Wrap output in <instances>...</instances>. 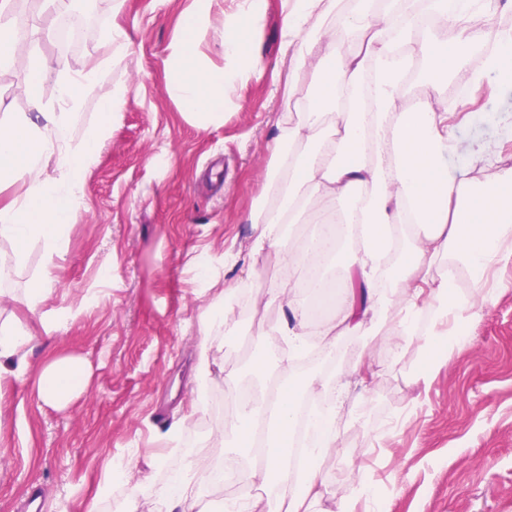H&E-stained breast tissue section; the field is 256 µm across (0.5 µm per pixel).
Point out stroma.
<instances>
[{
  "label": "stroma",
  "instance_id": "35a3bbf8",
  "mask_svg": "<svg viewBox=\"0 0 512 512\" xmlns=\"http://www.w3.org/2000/svg\"><path fill=\"white\" fill-rule=\"evenodd\" d=\"M112 2L88 0L69 46H39L74 69L90 58L108 67L75 116L74 138L97 123L113 82L128 83L131 94L85 177L81 216L59 253L46 258L33 242L19 260L0 246V286L20 293L50 276L37 314L0 308V324L35 337L22 380L0 385V512H25L35 488L44 512H87L91 504L97 512H164L161 490L174 460L165 433L173 420L185 418L181 445L195 449L215 396L273 375L282 389L301 394L321 372L314 364L292 375L265 359L254 328L281 321L280 303L248 307L233 333L218 340L204 336L199 321L225 287L239 285L242 301L277 275L273 257L248 258V216L261 200L277 124L310 89L307 76L288 67L284 0H267L251 40L254 67L225 103L219 126L191 121L166 88L168 47L193 0H127L117 14ZM115 22L130 37L131 65L110 63L105 33ZM28 71L29 53L21 50L0 73V120L29 111L22 92ZM483 88L481 108L455 122L448 169L481 146L512 158V83L490 78ZM228 251L240 257L235 267L224 265ZM204 264L217 271L215 281H201ZM485 281L462 290L476 303L462 346L428 335V308L420 312L419 345L404 354L394 355L387 326L375 336L337 339L335 374L348 388L336 448L315 467L321 512H512V258ZM51 354L90 367L87 390L62 407L37 395ZM201 355L210 362L203 381L192 376ZM431 357L437 365L422 376ZM358 363L372 368L371 380L352 376ZM115 461L147 490L135 495L130 484H108ZM363 481L371 493H359ZM104 484L109 493L97 497Z\"/></svg>",
  "mask_w": 512,
  "mask_h": 512
}]
</instances>
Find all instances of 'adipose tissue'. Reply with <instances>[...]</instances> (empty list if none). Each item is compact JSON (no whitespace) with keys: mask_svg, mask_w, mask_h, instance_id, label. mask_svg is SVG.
I'll list each match as a JSON object with an SVG mask.
<instances>
[{"mask_svg":"<svg viewBox=\"0 0 512 512\" xmlns=\"http://www.w3.org/2000/svg\"><path fill=\"white\" fill-rule=\"evenodd\" d=\"M459 11L448 0H354L340 13L336 0H288L283 29L292 68L310 77V92L293 116L279 125L269 145L271 171L262 202L248 217L254 226L252 258L275 255L281 271L321 262L322 251L294 250L284 242L286 227L302 221L323 222L338 214L351 229V255L361 276L359 296H347L344 315L317 334L324 349L337 337L373 330L389 306H397L401 345L417 336L421 305L435 304L431 332L446 329L475 313L468 300L450 296L447 278L432 273L438 260L470 275L480 284L483 273L504 256L501 242L512 236V168L500 169L495 181L481 183L477 172L497 167L499 158L478 149L468 162L448 171L445 157L453 149L449 118L467 111L466 97L448 99L449 79L465 75L477 85L486 77L512 82V27L492 30L475 22L512 0H466ZM262 0H237L225 11L224 0H193L189 26L170 46L167 90L183 112L206 125L224 122V102L252 68L248 44L261 20ZM224 12L223 62L213 64L200 49L214 12ZM45 31L36 22L20 23L10 0H0V72L16 52L31 49L23 88L32 115H18L0 127V182L23 181V194L0 205V243L23 248L37 241L46 256L60 250L66 228L76 223L85 174L95 165L98 148L108 138L130 94L113 84L102 101L96 125L74 140L72 121L83 99L100 81L101 67L73 71L59 60L34 54ZM355 41L351 55L337 57V40ZM55 82V103L44 100L47 80ZM423 82L428 100L410 108L405 93L411 80ZM253 304L283 303L289 319L277 326H257L254 334L265 351L287 363L291 352L307 345L304 300L295 288L279 282L252 289ZM32 335L0 326V382L20 377ZM87 365L72 357L47 360L37 393L50 404L66 405L86 387ZM297 404L280 394L273 407H243L235 420L218 427L213 439L223 444L235 434L248 445L254 415L266 422L267 454L262 467H248L245 477L260 487L280 485L268 512H317L321 492L314 463L336 447V405L318 415L317 441L305 451L306 463L293 467L288 448L289 422ZM212 477L205 459L185 457L169 470L162 493L165 512H209L203 489Z\"/></svg>","mask_w":512,"mask_h":512,"instance_id":"adipose-tissue-1","label":"adipose tissue"}]
</instances>
